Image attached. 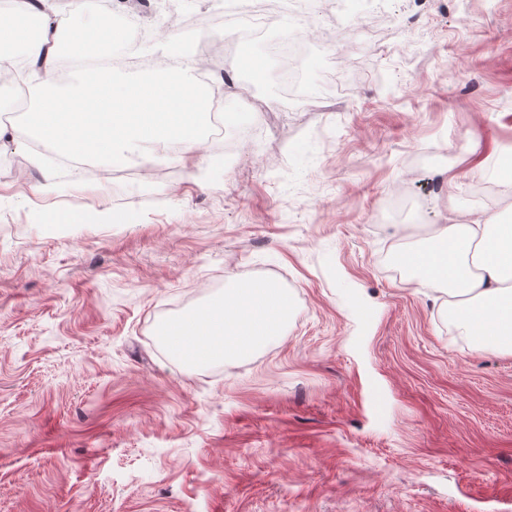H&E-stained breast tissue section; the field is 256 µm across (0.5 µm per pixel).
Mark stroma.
Returning <instances> with one entry per match:
<instances>
[{
	"mask_svg": "<svg viewBox=\"0 0 512 512\" xmlns=\"http://www.w3.org/2000/svg\"><path fill=\"white\" fill-rule=\"evenodd\" d=\"M228 2L87 7L138 16L160 70L192 37L250 134L154 145L117 185L103 159L57 169L58 195L21 121L0 140V512H512V355L396 259L512 208V0H310L347 41L304 111L239 68ZM236 281L287 292L283 335L171 357L158 325Z\"/></svg>",
	"mask_w": 512,
	"mask_h": 512,
	"instance_id": "1",
	"label": "stroma"
}]
</instances>
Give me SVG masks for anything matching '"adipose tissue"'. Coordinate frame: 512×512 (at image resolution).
Returning <instances> with one entry per match:
<instances>
[{
	"label": "adipose tissue",
	"mask_w": 512,
	"mask_h": 512,
	"mask_svg": "<svg viewBox=\"0 0 512 512\" xmlns=\"http://www.w3.org/2000/svg\"><path fill=\"white\" fill-rule=\"evenodd\" d=\"M53 16L34 34L18 22L29 15ZM175 61L166 72L142 63L134 81L109 66L123 45L121 34L102 37L85 7L72 0L56 12L54 0H0V72L17 71L31 104L26 121L44 148L33 156L81 153L112 161H152L149 143L177 142L193 151L210 87L191 57L190 44L169 34ZM74 67L66 83L55 78L61 61ZM399 262L423 278L445 285L454 324L476 348L493 345L512 353V217L454 219L438 225L430 243L412 247ZM287 293L269 283H234L212 303L162 324V344L193 363L251 354L282 335L288 320Z\"/></svg>",
	"instance_id": "obj_1"
}]
</instances>
